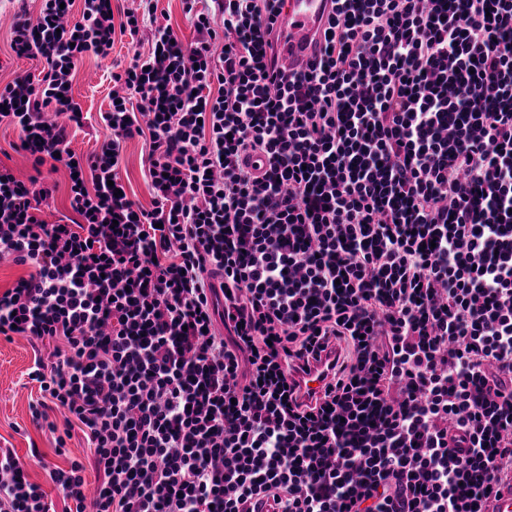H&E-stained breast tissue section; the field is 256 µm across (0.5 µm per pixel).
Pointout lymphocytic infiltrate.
Returning <instances> with one entry per match:
<instances>
[{
	"instance_id": "lymphocytic-infiltrate-1",
	"label": "lymphocytic infiltrate",
	"mask_w": 512,
	"mask_h": 512,
	"mask_svg": "<svg viewBox=\"0 0 512 512\" xmlns=\"http://www.w3.org/2000/svg\"><path fill=\"white\" fill-rule=\"evenodd\" d=\"M286 0H41L10 46L41 81L0 88V123L52 193L0 169V335L26 337L32 421L84 465L32 482L0 447V512H484L512 483V0H331L305 73L276 65ZM89 157L71 88L116 36ZM148 146L151 208L113 187ZM49 356H42V349ZM339 357L303 399L291 371ZM64 411L66 431L49 419ZM157 4V16L158 18L166 22L163 19V14L167 22L172 25L173 28L180 30L186 41H192L195 37V33L191 26L190 21L186 17L183 11V4L181 0H154ZM144 38H141L143 43L140 46L128 35L116 36L109 58L100 60L90 55L78 64L72 81V96L83 112L90 113V117L82 129H69V147L76 154L91 155L98 142L111 134L102 125L99 113L107 112L110 107L112 72L128 65L135 50L147 48ZM56 165L55 172H50L49 163L41 167L42 177L52 189V195L40 205V217L50 224L61 219L73 224L71 221L78 222L80 218L70 207L68 171L62 165ZM68 446L72 457H77L83 460V463L86 467L85 477L89 486L93 487L97 485L98 480L101 478V475L95 469L91 458H87V449L85 448L86 443L82 437L81 432L78 431L77 429L73 431L72 439L68 440Z\"/></svg>"
}]
</instances>
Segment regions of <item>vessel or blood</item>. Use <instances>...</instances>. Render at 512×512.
Segmentation results:
<instances>
[{
	"instance_id": "1",
	"label": "vessel or blood",
	"mask_w": 512,
	"mask_h": 512,
	"mask_svg": "<svg viewBox=\"0 0 512 512\" xmlns=\"http://www.w3.org/2000/svg\"><path fill=\"white\" fill-rule=\"evenodd\" d=\"M330 8V0H287L277 22V48L282 62L303 63L312 56Z\"/></svg>"
}]
</instances>
